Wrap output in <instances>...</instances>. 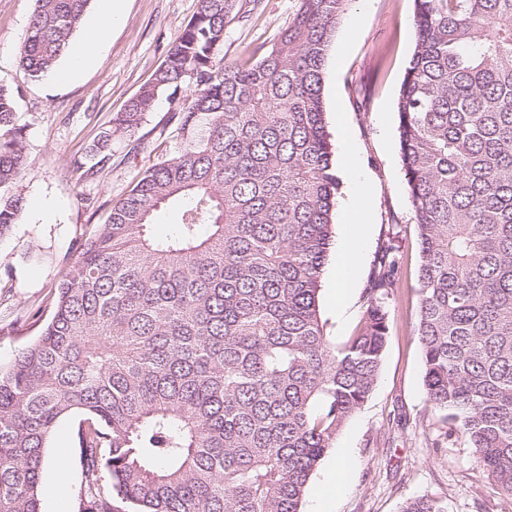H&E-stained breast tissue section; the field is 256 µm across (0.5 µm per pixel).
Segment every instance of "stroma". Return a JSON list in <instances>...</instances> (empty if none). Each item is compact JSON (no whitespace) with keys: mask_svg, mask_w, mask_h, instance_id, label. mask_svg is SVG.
<instances>
[{"mask_svg":"<svg viewBox=\"0 0 512 512\" xmlns=\"http://www.w3.org/2000/svg\"><path fill=\"white\" fill-rule=\"evenodd\" d=\"M33 0H0V85L15 97L25 144V168L11 191L23 209L0 235V366L34 341L49 319L50 291L79 247L113 204L154 163L172 157L179 142L167 97H160L134 136L114 140L106 157L92 150L153 73L196 13L198 0H124L126 22L110 34L94 64L67 82L31 79L20 50ZM297 9V0H243L241 14L224 32L226 62L242 63L269 46ZM364 13L359 31L351 17ZM414 0H352L340 19L325 59L323 99L332 144L348 131L354 162L370 192L369 226L355 270V286L342 307L321 281L320 317L332 343L360 326L366 290L378 251L393 243L400 268L389 302V338L376 385L347 421L314 471L301 509L327 500L330 512H401L412 498L441 500L447 512H512V498L498 494L461 436L445 437L429 407L424 366L414 333L419 306L418 230L408 197L397 131L396 99L415 47ZM53 207L35 215L34 202ZM76 420L58 422L46 450L65 467H45L42 512H80L83 474L75 445ZM348 462L342 488L326 482L333 461Z\"/></svg>","mask_w":512,"mask_h":512,"instance_id":"obj_1","label":"stroma"}]
</instances>
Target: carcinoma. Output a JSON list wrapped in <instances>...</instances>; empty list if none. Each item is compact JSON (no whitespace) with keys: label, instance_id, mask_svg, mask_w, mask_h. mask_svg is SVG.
I'll return each mask as SVG.
<instances>
[{"label":"carcinoma","instance_id":"cac0c4a2","mask_svg":"<svg viewBox=\"0 0 512 512\" xmlns=\"http://www.w3.org/2000/svg\"><path fill=\"white\" fill-rule=\"evenodd\" d=\"M91 0H34L20 63L54 71ZM351 0H298L253 64H228L239 0L198 11L95 152L135 134L165 93L181 141L80 247L37 339L0 369V512H41L45 449L65 416L82 512H301L309 480L371 394L399 258L387 244L358 332L319 314L339 188L322 96ZM399 146L421 262L416 334L431 409L512 497V0H414ZM25 164L0 86V189ZM181 207L158 238L157 214ZM23 198L0 193V235ZM401 512H445L422 496Z\"/></svg>","mask_w":512,"mask_h":512}]
</instances>
